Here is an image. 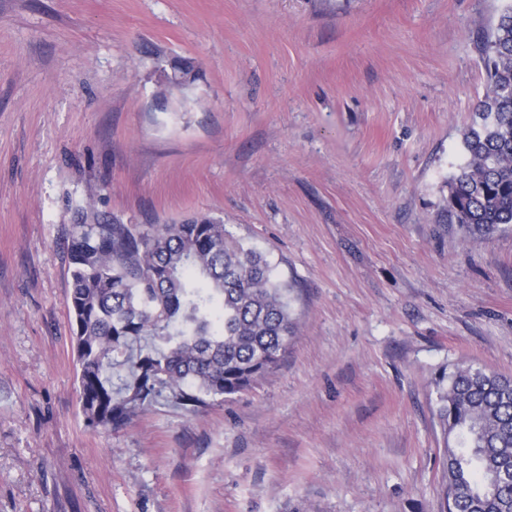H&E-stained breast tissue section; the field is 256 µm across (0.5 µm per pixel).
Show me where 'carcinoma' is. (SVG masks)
<instances>
[{
    "instance_id": "1",
    "label": "carcinoma",
    "mask_w": 512,
    "mask_h": 512,
    "mask_svg": "<svg viewBox=\"0 0 512 512\" xmlns=\"http://www.w3.org/2000/svg\"><path fill=\"white\" fill-rule=\"evenodd\" d=\"M481 53L488 92L448 180V223L487 237L512 229V7ZM69 308L80 408L123 426L164 400L196 411L249 391L288 353L290 287L224 221L118 224L91 208L71 224ZM437 415L446 512H512V377L448 371Z\"/></svg>"
}]
</instances>
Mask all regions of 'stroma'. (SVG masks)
Listing matches in <instances>:
<instances>
[{"label":"stroma","mask_w":512,"mask_h":512,"mask_svg":"<svg viewBox=\"0 0 512 512\" xmlns=\"http://www.w3.org/2000/svg\"><path fill=\"white\" fill-rule=\"evenodd\" d=\"M507 2L0 0V512H443L442 377L512 375V231L441 218ZM87 205L223 218L291 287L280 367L88 426Z\"/></svg>","instance_id":"1"}]
</instances>
